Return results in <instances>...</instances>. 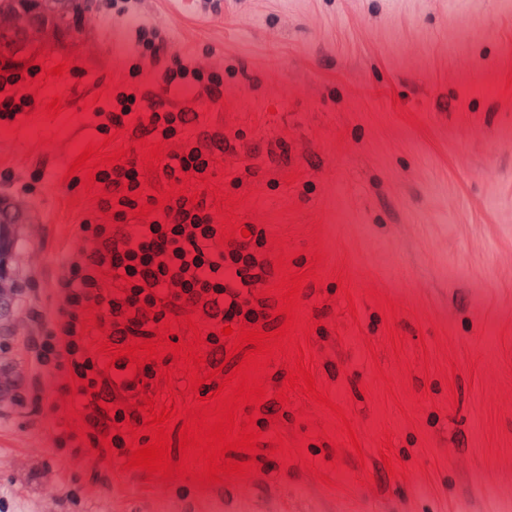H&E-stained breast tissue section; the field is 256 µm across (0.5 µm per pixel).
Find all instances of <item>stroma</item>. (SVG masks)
Here are the masks:
<instances>
[{
    "mask_svg": "<svg viewBox=\"0 0 512 512\" xmlns=\"http://www.w3.org/2000/svg\"><path fill=\"white\" fill-rule=\"evenodd\" d=\"M70 40L42 48L71 60L39 89L62 96L59 118L0 121V172L34 244L31 274L51 291L61 259H74L79 226L97 194L66 171L101 144L95 108L121 91H158L160 68L135 44L110 0H89ZM159 25L167 52L224 79L222 102L202 101L197 128L233 138L217 154L220 193L237 216L285 238L294 271L320 242L321 286H304L300 314L312 372L352 419L359 447L304 439L332 411L306 395L263 439L304 443L303 457L257 455L256 476L197 489L154 483L97 461L89 445L56 448L80 427L58 395L36 426L0 427V497L14 512H224V493L297 499L304 512H512V0H131ZM138 76H131L133 64ZM286 152L272 159L271 141ZM45 175L23 193L31 174ZM218 192V193H219ZM81 195L79 205L68 197ZM344 275L343 285L333 278ZM345 294H338V287ZM397 304L394 351L377 299ZM356 315H349V307ZM391 440L397 478L379 444ZM343 443L342 461L334 459ZM76 501L57 503V484Z\"/></svg>",
    "mask_w": 512,
    "mask_h": 512,
    "instance_id": "stroma-1",
    "label": "stroma"
}]
</instances>
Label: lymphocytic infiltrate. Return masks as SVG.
Returning a JSON list of instances; mask_svg holds the SVG:
<instances>
[{
    "instance_id": "lymphocytic-infiltrate-1",
    "label": "lymphocytic infiltrate",
    "mask_w": 512,
    "mask_h": 512,
    "mask_svg": "<svg viewBox=\"0 0 512 512\" xmlns=\"http://www.w3.org/2000/svg\"><path fill=\"white\" fill-rule=\"evenodd\" d=\"M177 80L199 86L210 101L222 96L223 78L217 72L190 69L177 60L165 66L162 81L169 86ZM137 99L132 93H118L119 109L105 113L99 132L130 122L140 135L157 131L171 139L191 122L190 109H166L164 99L152 93L141 98L148 103V120H132ZM230 148L222 134H199L169 154L161 173L177 182L189 174L203 175L213 152ZM96 179L107 192L99 208L111 212L112 221L99 224L87 218L81 222L85 247L79 259L63 264L55 307L47 308L42 302L35 278H18L0 286V403H8L17 416L37 419L43 414L45 377L72 371L81 386L73 390L64 384L60 391L77 392L91 445L108 435L124 455L126 443L114 430L124 423L141 425L135 403L143 379H154L156 371L148 364L133 378L115 380L114 372L127 369L128 360L123 357L116 360L114 372H106L90 355L81 335L89 306L97 307L99 325L115 345L126 343L131 336L154 337L165 319L201 314L211 326L206 341L216 366L224 360L222 325L268 319L270 304L256 291L272 277L273 265L257 253L265 244L264 237L238 238L220 246L218 230L204 203H192L184 196L168 203L150 222L128 223V211L137 207L132 196L140 186L135 166L118 164L99 171ZM113 193L120 196L117 211L109 199ZM105 270L112 273L113 289L107 293L100 285Z\"/></svg>"
}]
</instances>
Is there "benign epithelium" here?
Instances as JSON below:
<instances>
[{"mask_svg":"<svg viewBox=\"0 0 512 512\" xmlns=\"http://www.w3.org/2000/svg\"><path fill=\"white\" fill-rule=\"evenodd\" d=\"M15 4L10 11H0V56L22 58L43 46L47 38L53 44L64 41L65 34L55 27L42 0H15Z\"/></svg>","mask_w":512,"mask_h":512,"instance_id":"benign-epithelium-1","label":"benign epithelium"}]
</instances>
